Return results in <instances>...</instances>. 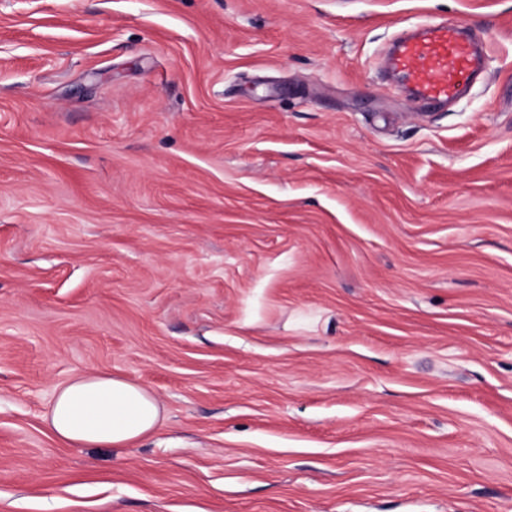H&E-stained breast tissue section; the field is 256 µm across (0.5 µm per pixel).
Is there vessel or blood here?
<instances>
[{"instance_id":"1","label":"vessel or blood","mask_w":512,"mask_h":512,"mask_svg":"<svg viewBox=\"0 0 512 512\" xmlns=\"http://www.w3.org/2000/svg\"><path fill=\"white\" fill-rule=\"evenodd\" d=\"M392 69L421 102L444 105L457 98L480 64L461 22L427 24L422 35L400 40Z\"/></svg>"}]
</instances>
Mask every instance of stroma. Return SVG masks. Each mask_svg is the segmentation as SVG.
<instances>
[{
	"instance_id": "35a3bbf8",
	"label": "stroma",
	"mask_w": 512,
	"mask_h": 512,
	"mask_svg": "<svg viewBox=\"0 0 512 512\" xmlns=\"http://www.w3.org/2000/svg\"><path fill=\"white\" fill-rule=\"evenodd\" d=\"M89 372L165 425L57 440ZM0 512H512V0H0ZM392 69L427 105L457 98L480 64L460 21L427 23L422 35L400 40L391 53Z\"/></svg>"
}]
</instances>
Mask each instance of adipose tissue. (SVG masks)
<instances>
[{"label": "adipose tissue", "instance_id": "1", "mask_svg": "<svg viewBox=\"0 0 512 512\" xmlns=\"http://www.w3.org/2000/svg\"><path fill=\"white\" fill-rule=\"evenodd\" d=\"M165 419V407L151 391L96 372L56 386L45 424L68 444L122 448L156 432Z\"/></svg>", "mask_w": 512, "mask_h": 512}]
</instances>
